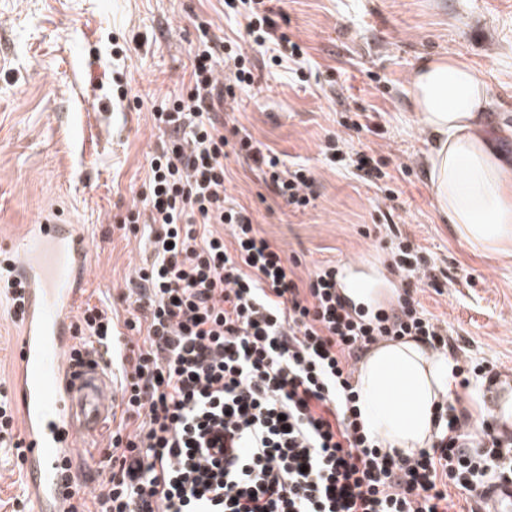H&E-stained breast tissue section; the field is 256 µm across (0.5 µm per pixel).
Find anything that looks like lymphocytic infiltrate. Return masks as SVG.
Here are the masks:
<instances>
[{"label":"lymphocytic infiltrate","instance_id":"f902f5d3","mask_svg":"<svg viewBox=\"0 0 512 512\" xmlns=\"http://www.w3.org/2000/svg\"><path fill=\"white\" fill-rule=\"evenodd\" d=\"M273 64L298 63L269 0H224ZM227 74H219L218 64ZM256 80L236 42L202 33L185 95L154 107L167 134L122 234L150 228L151 256L128 278L126 316L86 307L74 324L82 358L97 348L119 380L101 451L108 479L78 491L71 512H451L449 488L478 497L512 471L489 424L472 439L456 399L440 407L428 447L385 450L361 418L351 379L382 339L450 349L420 295L437 287L430 259L406 239L390 249L400 290L390 314L368 319L338 291L336 267L300 278L224 184V161L251 160L293 209L317 199L305 167L288 168L222 112ZM229 233H221V225Z\"/></svg>","mask_w":512,"mask_h":512}]
</instances>
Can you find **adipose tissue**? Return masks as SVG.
I'll return each instance as SVG.
<instances>
[{"instance_id":"ef3b65f1","label":"adipose tissue","mask_w":512,"mask_h":512,"mask_svg":"<svg viewBox=\"0 0 512 512\" xmlns=\"http://www.w3.org/2000/svg\"><path fill=\"white\" fill-rule=\"evenodd\" d=\"M409 96L429 139L425 168L440 216L473 252H512V159L486 132V83L457 57L434 55L416 69ZM453 366L408 337L375 345L357 376L367 427L398 451L427 447Z\"/></svg>"}]
</instances>
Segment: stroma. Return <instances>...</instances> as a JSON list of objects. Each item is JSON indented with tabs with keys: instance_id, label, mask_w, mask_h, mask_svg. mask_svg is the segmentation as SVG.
Wrapping results in <instances>:
<instances>
[{
	"instance_id": "35a3bbf8",
	"label": "stroma",
	"mask_w": 512,
	"mask_h": 512,
	"mask_svg": "<svg viewBox=\"0 0 512 512\" xmlns=\"http://www.w3.org/2000/svg\"><path fill=\"white\" fill-rule=\"evenodd\" d=\"M283 31L306 51L308 82L256 57V82L226 106L227 125L247 129L286 165L310 168L319 196L291 211L250 161L225 162L226 187L253 210L262 235L314 266L361 259L390 272V239L430 253L438 289L420 299L460 348L459 361L512 369V256L475 254L445 224L432 195L428 150L409 97L418 64L452 55L486 82L493 118L512 123V0H279ZM246 42V22L224 0H0V241L55 212L85 226L90 276L83 304L123 312L146 231L112 226L142 189L163 138L150 111L189 82L200 29ZM366 117L361 131L340 118ZM343 133L384 160L378 188L324 159ZM391 189L393 199L383 197ZM0 288V389H10L20 327Z\"/></svg>"
}]
</instances>
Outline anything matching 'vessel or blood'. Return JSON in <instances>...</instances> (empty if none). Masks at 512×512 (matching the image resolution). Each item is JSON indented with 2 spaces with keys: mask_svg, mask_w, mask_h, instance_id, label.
<instances>
[{
  "mask_svg": "<svg viewBox=\"0 0 512 512\" xmlns=\"http://www.w3.org/2000/svg\"><path fill=\"white\" fill-rule=\"evenodd\" d=\"M0 269L20 306L22 328L12 391L24 438L32 512H68L74 491L76 443L96 436L112 416L114 386L103 360L73 362L71 313L88 279L89 250L78 225L52 218L0 243ZM343 288L372 283L360 262L337 267ZM488 419L501 443H512V372L486 379ZM480 512H512V478L489 483Z\"/></svg>",
  "mask_w": 512,
  "mask_h": 512,
  "instance_id": "b4317fda",
  "label": "vessel or blood"
}]
</instances>
